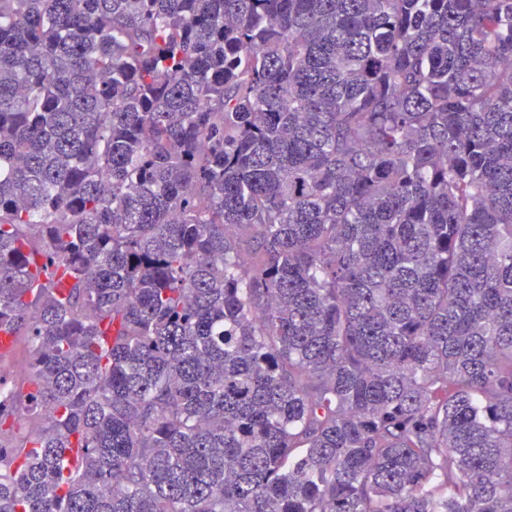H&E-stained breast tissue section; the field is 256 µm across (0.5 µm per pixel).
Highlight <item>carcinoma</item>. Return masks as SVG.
Listing matches in <instances>:
<instances>
[{
  "mask_svg": "<svg viewBox=\"0 0 512 512\" xmlns=\"http://www.w3.org/2000/svg\"><path fill=\"white\" fill-rule=\"evenodd\" d=\"M0 512H512V0H0Z\"/></svg>",
  "mask_w": 512,
  "mask_h": 512,
  "instance_id": "obj_1",
  "label": "carcinoma"
}]
</instances>
